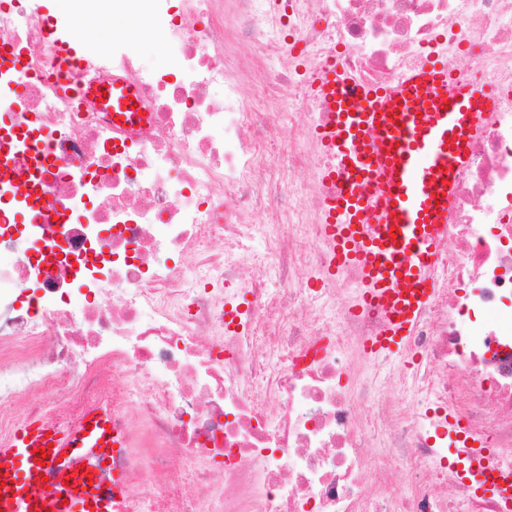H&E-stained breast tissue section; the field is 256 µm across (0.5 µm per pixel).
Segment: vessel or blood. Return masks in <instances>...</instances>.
Masks as SVG:
<instances>
[{
	"label": "vessel or blood",
	"mask_w": 512,
	"mask_h": 512,
	"mask_svg": "<svg viewBox=\"0 0 512 512\" xmlns=\"http://www.w3.org/2000/svg\"><path fill=\"white\" fill-rule=\"evenodd\" d=\"M321 89L334 119L319 138L342 159L326 173L338 184L325 224L330 270H360V308L386 315L372 348L397 356L432 298L455 172L467 159L470 136L493 94L479 86L449 89L448 69L437 61L387 89L352 85L334 72ZM28 149L26 134L13 123L0 124V167ZM373 184L383 189L377 202L366 192ZM0 210L28 224L51 221L49 211L27 208L1 178ZM84 422L76 431L29 422L0 442V512H117L121 481L101 490L76 473L83 459L111 457L118 447L112 411L100 407ZM457 462L459 478L476 483L482 493H512V470L484 469L478 442H470ZM44 479L56 484V494L33 496Z\"/></svg>",
	"instance_id": "vessel-or-blood-1"
}]
</instances>
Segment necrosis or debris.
Returning a JSON list of instances; mask_svg holds the SVG:
<instances>
[{
	"label": "necrosis or debris",
	"mask_w": 512,
	"mask_h": 512,
	"mask_svg": "<svg viewBox=\"0 0 512 512\" xmlns=\"http://www.w3.org/2000/svg\"><path fill=\"white\" fill-rule=\"evenodd\" d=\"M96 2L148 15L167 65L115 37L85 66L65 53L85 28L0 0L20 90L0 108L41 158L10 178L57 208L0 223V244L38 247L0 264V441L106 401L125 443L83 471L122 475L123 512H512L456 480L438 435L456 415L512 468V0ZM433 52L498 101L455 174L432 300L404 358L379 360L385 315H353L357 269L328 270L315 79L387 87ZM116 66L138 105L120 119L96 96Z\"/></svg>",
	"instance_id": "4bbe7bcc"
}]
</instances>
